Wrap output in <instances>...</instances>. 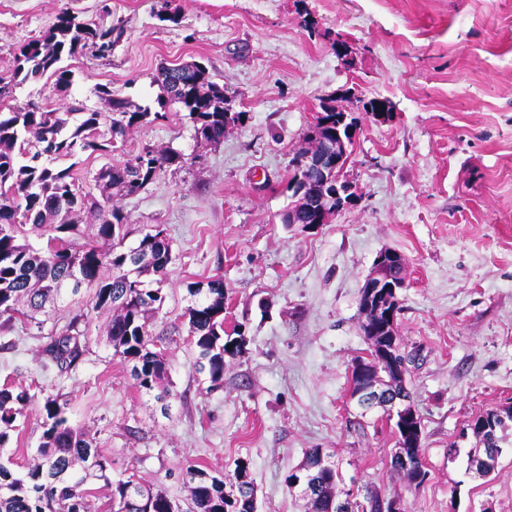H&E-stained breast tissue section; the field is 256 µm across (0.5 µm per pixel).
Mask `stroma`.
<instances>
[{"label":"stroma","mask_w":512,"mask_h":512,"mask_svg":"<svg viewBox=\"0 0 512 512\" xmlns=\"http://www.w3.org/2000/svg\"><path fill=\"white\" fill-rule=\"evenodd\" d=\"M179 23L159 21L161 4ZM109 6L110 55L69 59L68 88L49 76L14 88L12 106L105 112L97 86L158 113L112 152L81 158L77 185L102 165L174 148L185 162L138 193L116 198L127 244L162 230L172 249L163 305L148 321L169 363V408L140 392L103 332L87 293L66 296L43 327L0 330V383L32 401L6 449L17 473L32 464L46 394L67 402L112 462L176 500L191 465L233 474L248 465L257 512H305L286 478L309 450L336 464L340 497L375 491L405 512H512V446L494 474L467 468L476 445L462 429L512 406V0H0V73L61 10L98 19ZM348 44V61L332 39ZM199 62L223 85L242 124L197 146L179 105L167 103L160 66ZM385 98L390 120L362 117L343 170L358 196L325 224H284L291 179L323 101L351 107ZM385 250L405 264L397 334L414 357L405 375L418 411L427 477L408 487L390 466L393 422L361 409L351 371L369 342L361 289ZM224 281V330L246 340L224 361V381L197 371L185 310L191 284ZM87 313L88 350L73 370L43 371L41 333ZM456 455H449V448Z\"/></svg>","instance_id":"35a3bbf8"}]
</instances>
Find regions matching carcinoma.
Masks as SVG:
<instances>
[{
  "mask_svg": "<svg viewBox=\"0 0 512 512\" xmlns=\"http://www.w3.org/2000/svg\"><path fill=\"white\" fill-rule=\"evenodd\" d=\"M113 32L110 25L82 21L61 11L43 35L19 47L10 76L0 74V99L23 81L45 73L55 76L57 86L69 87L72 71L61 66L63 58L85 50L101 55L111 52ZM155 81L168 102L187 112L200 144L223 141L225 131L245 118V113L233 110L224 86L211 80L201 65L162 67ZM98 93L108 100L110 112L79 108L75 113L79 121L72 127L70 118L75 114L71 112L36 104L0 108V328L9 329L19 320L33 321L64 291L75 295L82 285H91L94 309L112 311L106 336L113 355L132 364L138 388L150 395L168 373L166 359L153 350L148 331L150 314L163 301L162 290L152 284L163 281L172 250L163 231L157 229L141 234L135 245L124 246L130 234L128 218L112 205V198L136 194L161 168L181 164L184 158L173 149L147 150L132 162L105 164L95 172L93 181L101 198L81 192L71 167H57L55 160L107 152L127 130L148 123L152 115L159 116L130 110L128 100L107 87ZM330 190L322 178L310 176L296 217L308 218L309 208L322 205ZM82 211L92 217L94 233L88 242L76 246L70 235L78 231L75 217ZM33 233L47 237L45 248L28 243ZM106 270L110 271L107 276L103 275ZM189 294L193 300L185 315L192 342L199 349V370L208 372L210 382L218 385L224 381V357L240 351V343L224 339V280L198 282ZM83 321L84 315H76L48 333L42 344L43 368L54 366L62 373L83 360L87 350L80 328ZM361 329L373 348L401 346L396 324L385 322L381 314L365 312ZM381 371L378 384L383 391L410 397L405 378L390 363H383ZM29 401L27 390L7 382L0 385V452L10 443ZM43 408L45 429L37 449L40 462L19 475L11 469V461L0 458V512H89L92 492L87 483L91 479L107 487L110 512H256L254 485L239 466L230 479L197 466L187 468L183 481L189 497L182 503L131 477L114 483L108 475L110 460L93 439L69 423L66 404L59 396L47 395ZM507 420L512 422V407L489 410L475 418L473 433L484 445L492 440L500 445L505 441ZM391 468L414 488L427 475L418 447L396 448ZM307 477L312 485L307 512H336V466L327 461ZM380 500L381 496L370 492L364 503L349 505V512H381Z\"/></svg>",
  "mask_w": 512,
  "mask_h": 512,
  "instance_id": "carcinoma-1",
  "label": "carcinoma"
}]
</instances>
